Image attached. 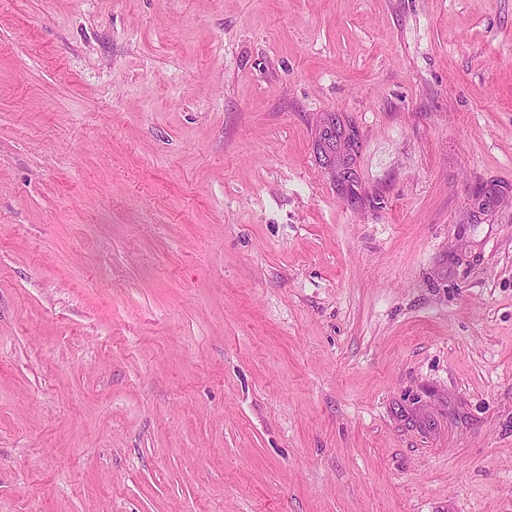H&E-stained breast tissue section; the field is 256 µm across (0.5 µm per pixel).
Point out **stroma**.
Here are the masks:
<instances>
[{"mask_svg": "<svg viewBox=\"0 0 512 512\" xmlns=\"http://www.w3.org/2000/svg\"><path fill=\"white\" fill-rule=\"evenodd\" d=\"M0 512H512V0H0Z\"/></svg>", "mask_w": 512, "mask_h": 512, "instance_id": "stroma-1", "label": "stroma"}]
</instances>
